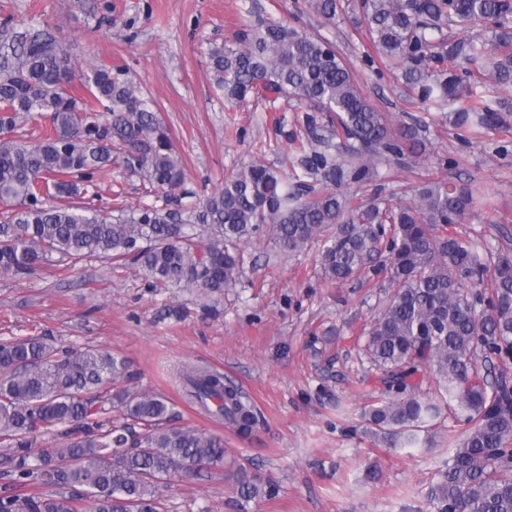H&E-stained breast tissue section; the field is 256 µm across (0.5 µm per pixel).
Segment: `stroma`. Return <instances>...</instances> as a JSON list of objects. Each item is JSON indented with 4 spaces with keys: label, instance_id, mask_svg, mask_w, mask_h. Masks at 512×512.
<instances>
[{
    "label": "stroma",
    "instance_id": "1",
    "mask_svg": "<svg viewBox=\"0 0 512 512\" xmlns=\"http://www.w3.org/2000/svg\"><path fill=\"white\" fill-rule=\"evenodd\" d=\"M266 13L321 34L353 64L364 97L393 124L420 118L423 146L379 165L376 181L357 194L371 200L377 184L403 202L426 179L479 182L488 208L455 233L490 248H512V114L491 128L456 129L451 109L423 111L408 101L397 70L362 60L366 37L352 12L326 21L309 0H257ZM243 0H0V20L18 31L46 28L78 67L126 68L154 102L186 169L183 205L253 163L290 172L287 135L305 137V115L285 101L230 105L217 88L208 56L235 45ZM105 210L118 204L172 209L143 177L116 163L100 171L84 196ZM235 287L148 288L133 263L87 257L35 274L0 276V339L40 336L59 347H95L125 360L114 389L165 397L174 426L224 439V463L201 474L175 473L161 491V512H430L427 492L452 456L446 418L415 448H395L365 431L362 409L379 395L376 370L363 352L365 334L392 291L390 275L328 282L316 246L283 254L266 236L252 239ZM190 365L224 375L256 409L243 438L186 399L178 378ZM247 470L276 490L250 502L233 475Z\"/></svg>",
    "mask_w": 512,
    "mask_h": 512
}]
</instances>
